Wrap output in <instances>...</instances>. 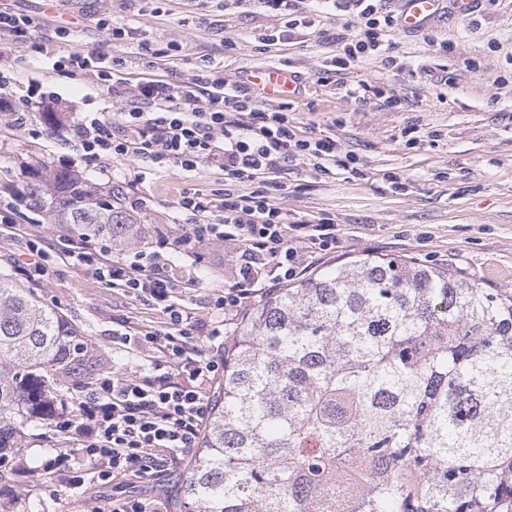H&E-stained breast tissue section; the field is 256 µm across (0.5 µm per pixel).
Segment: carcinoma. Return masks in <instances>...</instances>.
<instances>
[{
    "label": "carcinoma",
    "instance_id": "obj_1",
    "mask_svg": "<svg viewBox=\"0 0 512 512\" xmlns=\"http://www.w3.org/2000/svg\"><path fill=\"white\" fill-rule=\"evenodd\" d=\"M43 224L142 244L123 193L45 161L16 189ZM179 499L189 512H512V293L367 256L261 300L230 329ZM84 332L0 271V452L64 382Z\"/></svg>",
    "mask_w": 512,
    "mask_h": 512
}]
</instances>
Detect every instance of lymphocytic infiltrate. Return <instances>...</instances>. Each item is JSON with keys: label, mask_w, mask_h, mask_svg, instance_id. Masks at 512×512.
<instances>
[{"label": "lymphocytic infiltrate", "mask_w": 512, "mask_h": 512, "mask_svg": "<svg viewBox=\"0 0 512 512\" xmlns=\"http://www.w3.org/2000/svg\"><path fill=\"white\" fill-rule=\"evenodd\" d=\"M259 2L287 18L285 29L263 35L266 44L287 42L291 29L314 26L321 6L329 5L359 22L357 31L337 37L335 67L381 55L389 66H404L388 53L399 18L382 0H320V7L305 11L300 0ZM38 52L51 59L54 71L84 77L125 102L115 119L92 116L71 125L87 163L142 161L187 172L207 164L223 170L218 195L183 192L178 207L187 227L171 247L197 255L225 246L234 257L223 289L205 302L215 318L210 326L181 301L198 285L195 270L172 264L166 253L116 256L110 242L70 238L52 253L42 243L28 242L25 255L14 257L16 270L27 276L45 275L49 257L72 261L167 316L163 327H131L122 335L132 357L150 354L148 365L95 374L84 382L83 397L62 403L53 415L51 431L62 449L45 461L44 470L63 477L76 492L87 473L103 484L150 479L183 463L197 448L212 409V388L224 376L227 325L259 295L265 280H293L309 254L336 248L334 224L289 219L276 199L288 192L277 179L285 163L305 160L328 173L337 145L328 136L299 137L290 103L249 96L215 62L192 78L172 82L157 74L170 57L169 50L159 49L146 63V77L128 87L123 62L111 54H61L43 46ZM243 182L258 188L241 193L237 186Z\"/></svg>", "instance_id": "lymphocytic-infiltrate-1"}]
</instances>
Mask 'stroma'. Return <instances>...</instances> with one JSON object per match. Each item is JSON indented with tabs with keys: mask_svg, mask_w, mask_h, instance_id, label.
<instances>
[{
	"mask_svg": "<svg viewBox=\"0 0 512 512\" xmlns=\"http://www.w3.org/2000/svg\"><path fill=\"white\" fill-rule=\"evenodd\" d=\"M37 19L28 43L0 62L11 77L14 110L26 125L0 111V209L10 208L14 224L38 229L46 244L64 230L34 225L33 215L13 201L38 159L104 184L108 178L86 166L67 124L87 115L111 117L122 105L110 90L80 76L47 70L34 47H59L55 29L75 17V48L98 49L125 61L124 76L137 83L154 50L168 47L162 73L188 78L203 58L223 60L226 78L239 72L285 64L298 76L291 113L301 136L335 138L340 154L331 173L301 161L286 163L280 180L290 187L277 204L289 216L317 224L332 220L336 249L316 253L309 274L373 255L412 258L452 268L485 288L512 291V0H476L471 14L454 6L439 10L425 30L397 31L391 55L412 70L388 68L382 59L350 67L334 82H322L336 55V35L355 28L344 12L324 15L303 34L280 45L262 44L260 34L281 26L259 0H15ZM132 20L135 41L112 39L97 26L105 12ZM400 97L388 108L386 95ZM221 169L202 166L186 173L176 167L149 170L139 190L147 199L140 213L149 250L162 237L183 233L176 202L183 191L211 193L223 188ZM230 253L178 255V264L200 270L202 282L189 307L223 287ZM40 300L65 314L85 332L109 369L124 368L127 353L113 337L123 322L159 326L161 309L128 297L88 276L77 265L55 262L44 278L28 280ZM48 423L34 429L22 458L25 470L0 474V512H110L112 488L86 482L72 495L62 479L47 483L44 461L55 452Z\"/></svg>",
	"mask_w": 512,
	"mask_h": 512,
	"instance_id": "35a3bbf8",
	"label": "stroma"
}]
</instances>
